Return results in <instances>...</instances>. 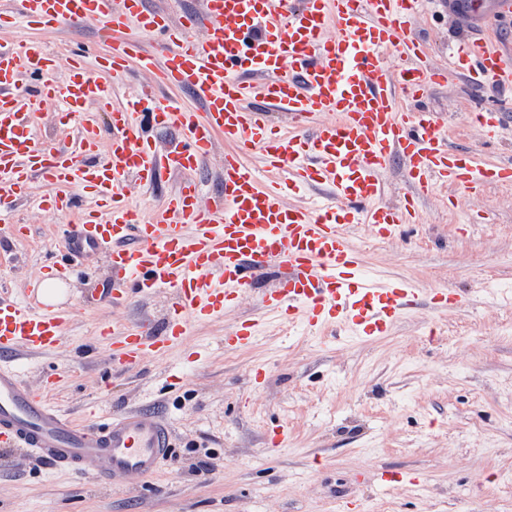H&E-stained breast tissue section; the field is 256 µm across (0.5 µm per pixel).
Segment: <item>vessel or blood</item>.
<instances>
[{
  "label": "vessel or blood",
  "mask_w": 512,
  "mask_h": 512,
  "mask_svg": "<svg viewBox=\"0 0 512 512\" xmlns=\"http://www.w3.org/2000/svg\"><path fill=\"white\" fill-rule=\"evenodd\" d=\"M424 0H206V14H183L172 23L142 0H9L0 24L33 30L79 28L102 20L109 52L67 59L68 79L57 83L58 57L38 38L0 42V206L27 195L34 176L53 185L45 207L72 212L76 222L52 270L69 276L79 256L105 254L112 267L106 293L113 307L130 293L170 291L176 301L162 331L149 322L112 330V362L137 368L165 354L189 323L232 309L264 279L259 297L277 316L299 319L312 330L342 323L350 333H385L420 301L417 288L381 284L367 276L350 242L361 224L390 239L416 223L418 204L437 185L478 195L491 184L512 183V166H476L452 151L441 122L427 105L429 88L464 76L482 89L488 106L471 113L485 138L499 135L512 110V56L485 37L456 44L447 67L431 64L412 30ZM458 13L492 12L512 22V0H459ZM204 29L194 38L195 29ZM152 35L166 46L164 59L142 44ZM392 48L401 61L381 56ZM152 76L134 102L113 101V82L128 64ZM187 87L198 112L157 104L159 87ZM61 102L58 131L70 145L55 148L36 134L48 102ZM281 112L288 129L268 117ZM112 135L101 140V115ZM178 131L163 149L151 130ZM223 141L224 195L203 201L191 178ZM260 152L274 185L261 186L245 161ZM400 155L409 192L386 205L384 172ZM182 174L181 188L163 211L146 219L127 200L131 180L151 185L163 174ZM303 190L326 183L333 195L316 207L286 203L277 181ZM43 280L32 281L22 300H0V445L29 448L41 460L102 480L114 473L155 475L172 454V434L161 416L132 410L103 425L73 422L28 385L15 362L55 349L75 313L40 301ZM257 334L240 323L226 344L246 348Z\"/></svg>",
  "instance_id": "vessel-or-blood-1"
}]
</instances>
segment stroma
<instances>
[{"label":"stroma","instance_id":"stroma-1","mask_svg":"<svg viewBox=\"0 0 512 512\" xmlns=\"http://www.w3.org/2000/svg\"><path fill=\"white\" fill-rule=\"evenodd\" d=\"M95 19L80 30L42 31L66 55L75 40L107 50ZM476 26L450 15L446 0H429L416 25L437 63L449 42ZM477 97L465 78L429 91L451 149L478 163L512 165V114L494 140L469 123ZM182 182L176 173L146 186L130 182L131 203L154 217ZM49 189L35 178L28 198L0 218V293L12 298L43 277L58 254L67 213L39 207ZM420 219L402 238L349 236L366 270L410 283L422 303L381 336L305 331L263 310L256 293L224 315L192 323L167 354L139 370H112L100 325L161 318L168 293L139 296L113 308L99 289L111 276L105 254L80 257L67 278L64 306L76 309L56 349L21 358L34 386L47 375L53 405L84 424L138 407L169 423L175 448L153 476L117 474L96 481L56 469L26 448L0 447V512H512V305L492 290H512V185L474 196L445 186L424 198ZM27 226L30 238L14 239ZM450 288L468 298L461 309L432 306L430 293ZM261 325L251 347L226 346L238 322ZM288 430L273 450V429ZM211 471L201 474L200 461ZM388 470L414 473L418 485L380 484Z\"/></svg>","mask_w":512,"mask_h":512}]
</instances>
